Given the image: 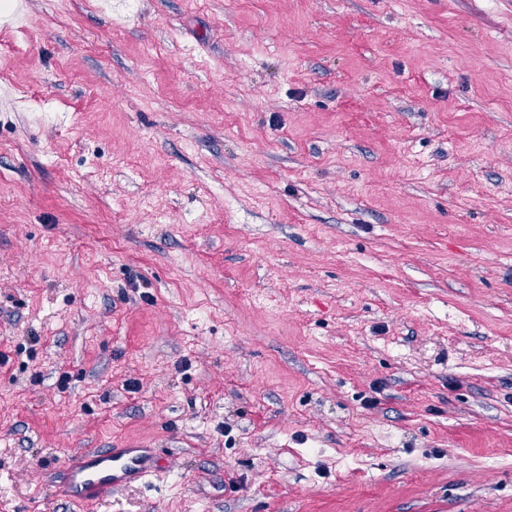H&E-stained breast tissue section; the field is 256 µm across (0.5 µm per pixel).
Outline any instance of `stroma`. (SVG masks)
I'll return each mask as SVG.
<instances>
[{"mask_svg":"<svg viewBox=\"0 0 512 512\" xmlns=\"http://www.w3.org/2000/svg\"><path fill=\"white\" fill-rule=\"evenodd\" d=\"M0 512H512V0H0ZM158 453L159 448H76L63 461L66 477L53 494L81 506L112 496L156 472Z\"/></svg>","mask_w":512,"mask_h":512,"instance_id":"1","label":"stroma"}]
</instances>
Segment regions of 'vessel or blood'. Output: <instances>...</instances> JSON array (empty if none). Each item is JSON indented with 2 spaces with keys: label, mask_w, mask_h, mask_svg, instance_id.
<instances>
[{
  "label": "vessel or blood",
  "mask_w": 512,
  "mask_h": 512,
  "mask_svg": "<svg viewBox=\"0 0 512 512\" xmlns=\"http://www.w3.org/2000/svg\"><path fill=\"white\" fill-rule=\"evenodd\" d=\"M65 480L54 494L75 505H88L112 492L146 480L159 468L154 448H77L62 464Z\"/></svg>",
  "instance_id": "obj_1"
}]
</instances>
